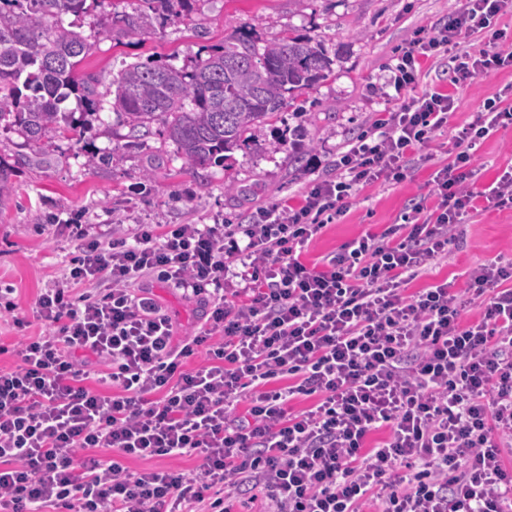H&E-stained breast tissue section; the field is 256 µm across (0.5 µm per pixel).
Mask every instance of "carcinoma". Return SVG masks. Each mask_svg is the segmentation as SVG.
<instances>
[{
    "mask_svg": "<svg viewBox=\"0 0 512 512\" xmlns=\"http://www.w3.org/2000/svg\"><path fill=\"white\" fill-rule=\"evenodd\" d=\"M88 0H0V122L40 142L60 123L74 125L60 105L74 97L83 114L110 110L140 138L159 122L191 167L224 162V153L262 132L266 119L293 94L312 88L330 72L324 45L293 36L263 46L245 36L224 40L191 69L132 63L100 80L79 74L90 45L64 26L63 17L90 10ZM146 9L115 17L102 33L132 37L163 16L184 17L190 0H142Z\"/></svg>",
    "mask_w": 512,
    "mask_h": 512,
    "instance_id": "obj_1",
    "label": "carcinoma"
}]
</instances>
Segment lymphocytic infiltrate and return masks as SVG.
<instances>
[{
  "label": "lymphocytic infiltrate",
  "instance_id": "1",
  "mask_svg": "<svg viewBox=\"0 0 512 512\" xmlns=\"http://www.w3.org/2000/svg\"><path fill=\"white\" fill-rule=\"evenodd\" d=\"M508 12L512 0H466L402 51L395 90L413 87L424 57L450 55L459 86L512 66L496 23ZM475 35L486 49L468 51ZM454 110L436 92L401 103L299 207L86 238L35 302L45 334L21 337L18 365L0 370V512H225L238 494L262 512H512V259L472 269L460 290H407L447 260L479 202L512 207V168L468 185L481 143L512 125V97L453 128ZM443 131L454 157L433 174L428 214L302 261L356 187L402 181ZM146 274L209 307L207 329L176 339L135 285ZM200 352L204 364L184 371ZM299 396L314 402L294 410ZM126 457L174 465L133 473ZM188 457L197 468L180 467Z\"/></svg>",
  "mask_w": 512,
  "mask_h": 512
}]
</instances>
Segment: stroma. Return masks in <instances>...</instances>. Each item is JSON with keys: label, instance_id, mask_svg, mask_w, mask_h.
Instances as JSON below:
<instances>
[{"label": "stroma", "instance_id": "obj_1", "mask_svg": "<svg viewBox=\"0 0 512 512\" xmlns=\"http://www.w3.org/2000/svg\"><path fill=\"white\" fill-rule=\"evenodd\" d=\"M463 0H191V12L177 23L154 22L127 38L101 34L115 12L134 13L140 0H98L81 18L66 23L88 39L92 49L81 70L110 83L122 65L171 63L191 67L202 51L222 47L243 34L266 43L289 35L321 41L332 53L331 74L299 94L266 122L258 141L234 150L224 164L188 167L161 125L133 139L114 113H102L83 133H57L37 145L0 126V164L9 192L0 198V289H10L14 314L0 315V368H13L12 350L21 332L14 318L30 321L38 295L60 283L80 241L76 226L89 235H127L141 224H247L257 210L296 205L313 181L336 174V158L367 131L399 97L435 91L455 97L451 125L468 122L487 99L512 87V67L479 75L467 88L454 87L444 60L427 59L416 89L397 94L387 83L401 48L422 28L438 26ZM448 134L420 150L415 165L398 184L374 183L359 189L344 215L305 246L302 257L321 262L366 231L380 232L404 221L412 203L433 207L431 177L449 160ZM95 166H86L88 156ZM474 165L484 187L512 167V127L498 130L480 146ZM512 256V208L481 203L465 224L447 263L414 281V288L448 281L464 287L469 272L497 257ZM167 311L177 336L207 326V310L180 290L156 280L141 282Z\"/></svg>", "mask_w": 512, "mask_h": 512}]
</instances>
